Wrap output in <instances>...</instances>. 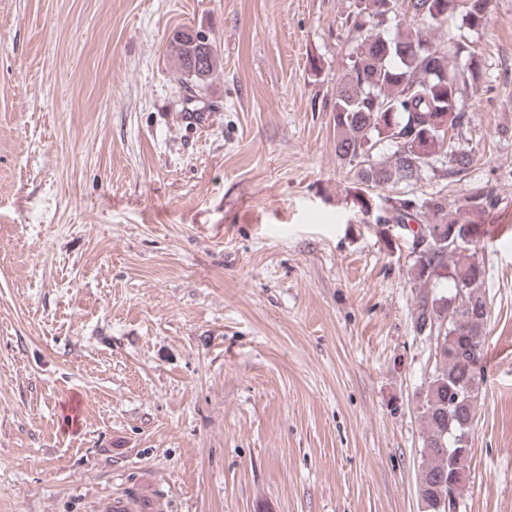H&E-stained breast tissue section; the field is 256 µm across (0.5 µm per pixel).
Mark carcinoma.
<instances>
[{"label":"carcinoma","mask_w":512,"mask_h":512,"mask_svg":"<svg viewBox=\"0 0 512 512\" xmlns=\"http://www.w3.org/2000/svg\"><path fill=\"white\" fill-rule=\"evenodd\" d=\"M489 0H349L338 16L353 43L332 105L336 156L353 172V207L372 224H397L412 236L411 275L419 288L416 332L436 336L435 366L422 404L418 493L423 512H460L469 475L454 465L469 439L484 376L488 299L486 269L477 243L486 235L500 200L475 187L448 209L441 192L417 194L426 168L440 163L447 175L468 170L473 150L459 139L471 123L467 86L480 79L478 54L454 43L434 47L432 32L458 10L470 26L484 25ZM419 23L407 34L384 36L401 20ZM181 74L202 88L216 66L217 46L179 30L170 40ZM394 145L383 157L384 144ZM404 185L408 191H376ZM416 228H411V224ZM470 241H462L464 235Z\"/></svg>","instance_id":"cac0c4a2"}]
</instances>
